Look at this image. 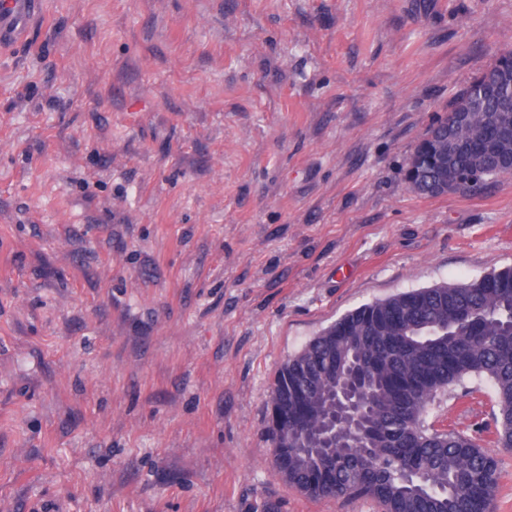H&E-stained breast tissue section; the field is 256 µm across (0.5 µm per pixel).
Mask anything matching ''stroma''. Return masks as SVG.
<instances>
[{
  "instance_id": "1",
  "label": "stroma",
  "mask_w": 512,
  "mask_h": 512,
  "mask_svg": "<svg viewBox=\"0 0 512 512\" xmlns=\"http://www.w3.org/2000/svg\"><path fill=\"white\" fill-rule=\"evenodd\" d=\"M512 0H43L0 56V512H379L265 435L347 311L512 267V176L412 192ZM473 378L430 422L512 450Z\"/></svg>"
}]
</instances>
